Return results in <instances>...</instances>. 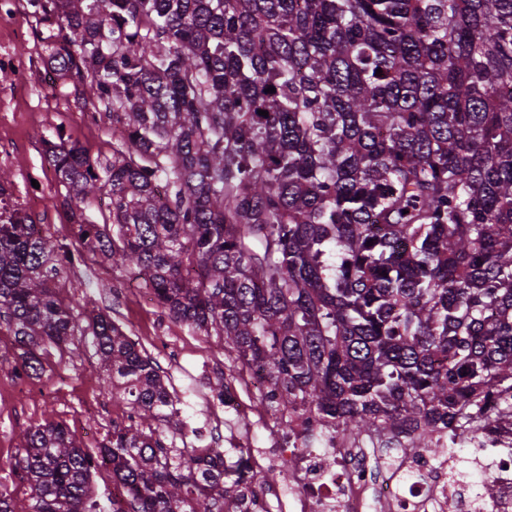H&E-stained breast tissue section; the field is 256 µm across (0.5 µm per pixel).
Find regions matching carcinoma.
I'll return each instance as SVG.
<instances>
[{"mask_svg": "<svg viewBox=\"0 0 512 512\" xmlns=\"http://www.w3.org/2000/svg\"><path fill=\"white\" fill-rule=\"evenodd\" d=\"M61 78L112 113V162L45 140L83 250L267 375L277 419L420 448L512 427V0H26ZM382 73H376V70ZM274 87L275 92L265 89ZM268 111L262 116L259 111ZM65 246L0 211V327L37 379L81 316ZM130 424L95 451L24 431L0 512H248L224 451L174 453L160 367L91 324ZM112 476L106 472H99L92 477L91 494L93 499L105 507L106 512H112Z\"/></svg>", "mask_w": 512, "mask_h": 512, "instance_id": "cac0c4a2", "label": "carcinoma"}]
</instances>
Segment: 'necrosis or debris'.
<instances>
[{
  "label": "necrosis or debris",
  "mask_w": 512,
  "mask_h": 512,
  "mask_svg": "<svg viewBox=\"0 0 512 512\" xmlns=\"http://www.w3.org/2000/svg\"><path fill=\"white\" fill-rule=\"evenodd\" d=\"M307 424L292 420L281 429L276 447L253 451L238 445L247 462L242 476L252 484L256 471L284 470L287 490H275L278 512H512V432L495 441L470 443L469 479L456 474V458L422 448H378L325 434L320 446L307 444ZM335 468H327V458ZM493 480L498 492L485 498L477 484Z\"/></svg>",
  "instance_id": "obj_1"
}]
</instances>
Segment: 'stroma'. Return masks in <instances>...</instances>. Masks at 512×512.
<instances>
[{"label":"stroma","instance_id":"35a3bbf8","mask_svg":"<svg viewBox=\"0 0 512 512\" xmlns=\"http://www.w3.org/2000/svg\"><path fill=\"white\" fill-rule=\"evenodd\" d=\"M12 3L17 14L10 24L0 26V42L32 54L36 66L12 97L0 98V157L13 158L5 170L16 193L26 194L31 179L39 181L42 205L30 211L31 220L77 251V218L64 201L65 188L46 167L44 142L61 129L91 158L109 163L112 119L88 117L77 109L74 92L84 87L77 78L44 80L39 69L47 57L43 28L23 9L22 0ZM134 281L132 270L102 256H86L68 266L55 290L80 314L108 315L160 365L188 430L185 447L226 449L240 440L253 448L275 447L279 428L272 414H218L213 409L214 395L227 384L236 387L246 404H259L262 394L251 384L248 369L229 360L216 337L174 320L145 291L135 289ZM42 360L44 373L33 381L31 391L13 393L0 409V486L20 494L25 487L19 479L17 446L27 428L47 420L59 422L77 443L93 450L107 442L114 426L128 423L127 406L102 382L90 334L75 333L63 351H49Z\"/></svg>","mask_w":512,"mask_h":512}]
</instances>
